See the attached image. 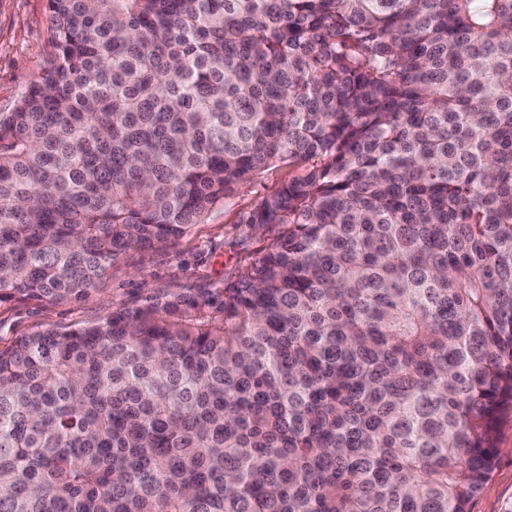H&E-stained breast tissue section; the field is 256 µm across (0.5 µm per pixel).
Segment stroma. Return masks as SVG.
<instances>
[{"label": "stroma", "instance_id": "35a3bbf8", "mask_svg": "<svg viewBox=\"0 0 512 512\" xmlns=\"http://www.w3.org/2000/svg\"><path fill=\"white\" fill-rule=\"evenodd\" d=\"M53 60L47 0H0V118L13 112L30 83ZM302 172L299 166H273L259 172L225 197L203 223L188 229L177 246L134 248L116 258L97 292L87 300L1 303L0 348L37 330L96 323L113 306L145 295L150 289L229 279L238 266L261 256L278 232L274 225L246 223V216ZM469 509L512 512V409L500 416L493 472Z\"/></svg>", "mask_w": 512, "mask_h": 512}]
</instances>
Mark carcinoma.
I'll list each match as a JSON object with an SVG mask.
<instances>
[{
    "label": "carcinoma",
    "mask_w": 512,
    "mask_h": 512,
    "mask_svg": "<svg viewBox=\"0 0 512 512\" xmlns=\"http://www.w3.org/2000/svg\"><path fill=\"white\" fill-rule=\"evenodd\" d=\"M0 303L88 298L258 172L233 282L0 348V512H469L512 407V0H48Z\"/></svg>",
    "instance_id": "obj_1"
}]
</instances>
